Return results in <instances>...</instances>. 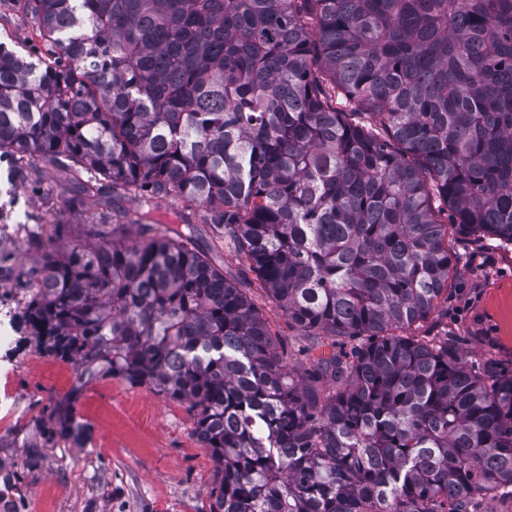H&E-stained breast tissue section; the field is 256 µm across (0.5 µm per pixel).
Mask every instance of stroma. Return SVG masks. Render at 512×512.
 <instances>
[{"label":"stroma","instance_id":"1","mask_svg":"<svg viewBox=\"0 0 512 512\" xmlns=\"http://www.w3.org/2000/svg\"><path fill=\"white\" fill-rule=\"evenodd\" d=\"M0 36L35 57L48 50L19 0H0ZM84 181L34 158L12 192L0 188V320L8 321L11 338L0 346V393L10 396L14 407L10 416L0 417V484L11 492L0 499V512H210L216 469L211 452L197 440L185 404L148 386L119 378L92 382L75 405L77 416L90 426L86 445L48 434L46 419L72 388L74 371L9 322L17 310V283L38 259L21 243L37 228L53 236L64 216L70 220L64 240L72 242L103 212L126 223L128 240L137 237L132 204L106 181H99V194L87 210L68 214L66 206ZM154 217L174 228L191 224L198 248L253 297L277 353L294 376H303L321 348L259 290L255 273L225 246L207 212L187 209L171 195L160 200ZM448 248V289L429 319L414 324L410 333L448 335L474 372L511 376L512 247H495L493 240L452 224Z\"/></svg>","mask_w":512,"mask_h":512}]
</instances>
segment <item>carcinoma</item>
Returning <instances> with one entry per match:
<instances>
[{"label":"carcinoma","mask_w":512,"mask_h":512,"mask_svg":"<svg viewBox=\"0 0 512 512\" xmlns=\"http://www.w3.org/2000/svg\"><path fill=\"white\" fill-rule=\"evenodd\" d=\"M49 55L0 42V154L98 173L139 215L57 252L20 307L76 384L187 404L211 512H471L512 498V376L406 331L448 286V225L512 245V0H24ZM201 207L330 347L294 380L253 299L156 199ZM355 342L351 351L344 346Z\"/></svg>","instance_id":"carcinoma-1"}]
</instances>
